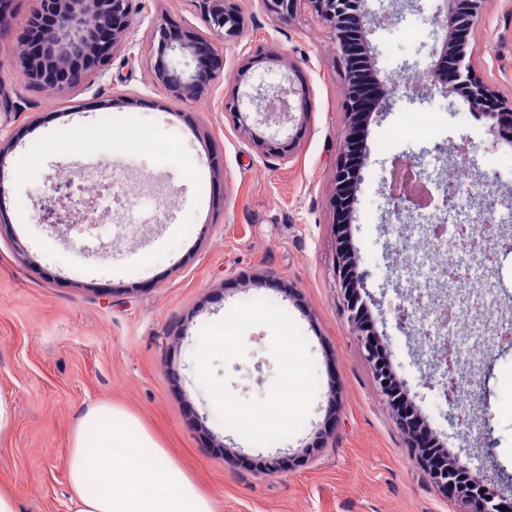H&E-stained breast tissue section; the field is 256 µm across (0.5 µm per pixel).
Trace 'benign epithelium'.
Wrapping results in <instances>:
<instances>
[{
  "instance_id": "obj_1",
  "label": "benign epithelium",
  "mask_w": 512,
  "mask_h": 512,
  "mask_svg": "<svg viewBox=\"0 0 512 512\" xmlns=\"http://www.w3.org/2000/svg\"><path fill=\"white\" fill-rule=\"evenodd\" d=\"M198 10L204 29L175 26L161 20L150 32L149 66L157 88L175 101L187 102L202 96L212 82L224 72V43L242 36L245 16L238 0H191ZM261 8L274 21L291 23L302 9L307 8L328 26L336 42L337 52L344 63V74L356 83L355 92L344 101L347 116L345 149L336 164V223L339 224V260L335 276L344 300V312L352 325L357 344L378 391L392 407L398 427L409 436L408 448L417 457L428 446L431 433L421 412L409 402L398 383L391 382V353L383 345L372 324L365 322L367 311L362 291L366 290L368 272L360 268L356 247L347 228L355 218L357 193L363 180V165L367 157L365 138L373 115L390 109L391 98L385 83L377 76L367 36L374 18L362 9L363 0H258ZM438 15L445 30L438 60L426 72L424 84L412 89L409 97L419 98L432 86L440 85L447 94L466 99L476 115L488 125L496 141L512 142V97L500 94L476 72L471 62L469 42L459 40L470 33L481 14L483 0H443ZM135 0H40V8L31 16L20 41L18 59L22 76L35 89L65 90L88 83L105 72L118 48L134 58V44L122 43V38L135 25ZM185 59L178 67L175 56ZM270 62L285 67L283 79L276 84L259 83L251 91L241 90L247 84L253 57L240 65L230 79L231 89L220 103L221 111L233 121L242 138L262 153L288 158L297 146L298 138L279 142L268 136L262 127L271 125H306L311 116L307 93L296 84V63L284 62L273 52L265 56ZM193 66L188 71L186 67ZM248 99L249 119L243 109ZM53 203L44 207L40 222L57 227L75 219L71 184L53 187ZM390 214L396 222L418 211L426 202L409 194L396 192L389 196ZM469 471L460 458H450L429 471L442 488L448 478L460 471ZM480 489L464 501L463 512H501L496 497L481 492L484 485L495 483L496 474L469 475Z\"/></svg>"
}]
</instances>
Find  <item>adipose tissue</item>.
Listing matches in <instances>:
<instances>
[{"label":"adipose tissue","instance_id":"1","mask_svg":"<svg viewBox=\"0 0 512 512\" xmlns=\"http://www.w3.org/2000/svg\"><path fill=\"white\" fill-rule=\"evenodd\" d=\"M70 512H213L211 500L123 408L88 406L70 439Z\"/></svg>","mask_w":512,"mask_h":512}]
</instances>
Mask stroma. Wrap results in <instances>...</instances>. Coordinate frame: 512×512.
Returning <instances> with one entry per match:
<instances>
[{"label": "stroma", "mask_w": 512, "mask_h": 512, "mask_svg": "<svg viewBox=\"0 0 512 512\" xmlns=\"http://www.w3.org/2000/svg\"><path fill=\"white\" fill-rule=\"evenodd\" d=\"M134 62L115 55L89 85L53 95L25 84L18 46L36 0H18L0 29V81L12 105L0 112V400L12 422L0 433V489L18 512H69L67 463L72 430L86 406L125 409L213 501L214 512H462L406 452V438L379 396L342 310L334 271L336 215L331 200L343 151L344 78L336 46L311 14L273 21L258 0H241L243 38L224 47V72L207 94L181 106L158 89L144 54L160 17L200 26L191 0H138ZM441 0H365L374 16L400 14L368 39L381 79L403 85L435 59L434 17ZM299 63L296 80L311 105L306 126L274 128L298 136L286 160L263 156L220 110L228 77L257 46ZM470 45L483 78L512 96V0H486ZM367 137L364 179L351 239L369 272V310L390 350L398 380L427 416L433 435L472 472L512 473V349L481 324L458 329L471 362L475 417L493 446L448 416L434 355L394 320L390 305L410 284L391 246L419 237L423 220L394 223L388 188L395 159L417 155L440 182L462 163L474 180L494 182L504 207L494 260L461 257L475 289L512 323V145L494 143L462 97L430 88L421 101L392 95ZM440 113L438 137L400 135L402 113ZM99 128L84 145L85 125ZM156 143L133 148L139 131ZM107 160L133 191L111 222L65 232L38 214L61 175ZM263 299L288 313L313 359L317 393L309 416L279 445L248 442L220 420L200 386L194 351L203 328L235 306ZM269 328L244 335L247 354L218 364L242 399L265 397L276 375ZM286 449V471L266 463Z\"/></svg>", "instance_id": "35a3bbf8"}]
</instances>
